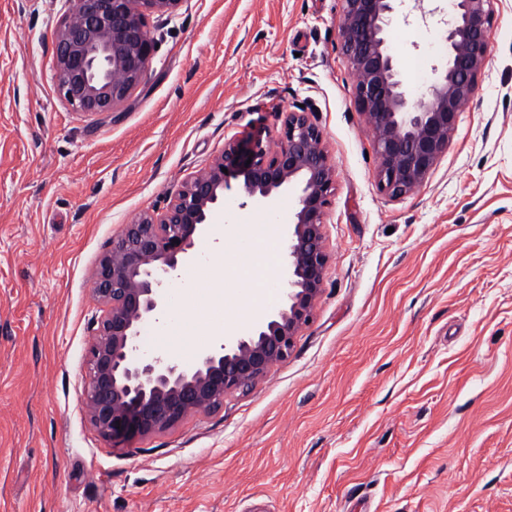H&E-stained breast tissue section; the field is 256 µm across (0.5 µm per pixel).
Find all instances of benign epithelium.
<instances>
[{"instance_id": "1", "label": "benign epithelium", "mask_w": 512, "mask_h": 512, "mask_svg": "<svg viewBox=\"0 0 512 512\" xmlns=\"http://www.w3.org/2000/svg\"><path fill=\"white\" fill-rule=\"evenodd\" d=\"M69 2L55 33L58 87L78 112H112L141 83L156 49L145 12L169 16L182 0ZM396 2L342 0L337 24L355 104L379 157L378 185L392 199L418 191L448 152L460 112L480 91L494 20L493 0H448L446 53L418 90L390 50ZM233 175L243 177L244 197L254 204L271 207L288 188L298 192L285 229L282 303L192 364L165 351L148 353L143 330L167 311V288L193 259ZM335 177L323 131L308 113L287 112L278 139L225 141L221 154L183 182L162 213L144 212L122 225L93 280L104 316L90 343L84 396L88 420L103 438L147 436L219 409L228 394L252 389L288 358L323 290L324 213Z\"/></svg>"}]
</instances>
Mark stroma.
I'll return each mask as SVG.
<instances>
[{
    "label": "stroma",
    "mask_w": 512,
    "mask_h": 512,
    "mask_svg": "<svg viewBox=\"0 0 512 512\" xmlns=\"http://www.w3.org/2000/svg\"><path fill=\"white\" fill-rule=\"evenodd\" d=\"M68 0H0V512H512V0H496L478 95L427 183L394 200L338 47L340 0H183L148 16L157 48L109 114L57 86L54 34ZM391 42L430 78L438 18L399 0ZM324 132L336 177L330 258L291 354L220 409L121 443L84 408L92 293L122 225L229 138L277 136L285 112ZM242 178L170 285L146 348L220 325L237 308L236 257L206 248L228 224L286 225L243 205Z\"/></svg>",
    "instance_id": "35a3bbf8"
}]
</instances>
